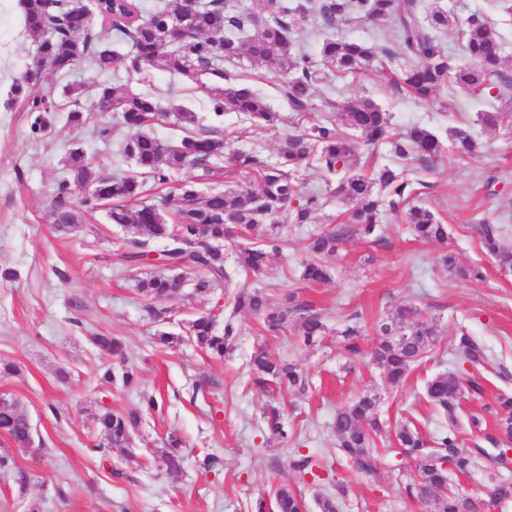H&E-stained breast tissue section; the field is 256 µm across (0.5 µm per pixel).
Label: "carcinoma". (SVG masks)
<instances>
[{
	"mask_svg": "<svg viewBox=\"0 0 512 512\" xmlns=\"http://www.w3.org/2000/svg\"><path fill=\"white\" fill-rule=\"evenodd\" d=\"M25 31L41 43L50 69L42 78L55 83L67 75L74 64L90 61L102 71L120 62L129 73L159 68L185 83L199 84V75L207 72L213 82L202 87L210 97L214 116L232 111L242 115L250 125L275 128L282 122L280 113L272 111L260 94L233 82H224V65L243 57L265 65L286 76L283 91L296 112L310 107L313 88L331 78H356L374 63L401 61L393 82L419 102H428L450 84L482 95L492 90L490 77H500L502 89L512 87V79L502 72L504 57L500 34L495 24L478 14L461 20L442 7L421 14L418 0H317L315 13L324 28L318 56L313 57L295 47L291 31L302 22L309 8L296 0H199L188 24L191 38L168 44L166 40L170 16L181 9V0H165L153 9L148 22L142 21L140 0H103L100 24L110 26L131 44L130 50L117 58L107 47L96 45L91 18L78 9L72 0H20ZM359 18L370 22H386L394 30L395 40L388 44L371 43L340 37L334 30L342 22ZM450 34L460 35L465 42L470 66L455 63L443 47ZM32 84L26 79L12 85L11 94L27 103L37 113L32 129L44 131L50 124L49 114L55 106L43 99L30 97ZM112 102V111L120 114L123 123L137 133L121 143L120 154L134 162V167L117 173L97 170L77 147L69 151L66 176L57 184L55 223L57 230L67 233L76 225V210L90 213L110 203L107 215L111 223L126 233L123 249L116 253L117 264L128 268L145 265L157 253L163 265L181 263L192 275L194 291L236 289L232 312L224 328L214 326L212 315L191 321L186 335L158 332L165 345L194 341L218 357L234 349L237 327L235 315L246 310L262 319L265 331L283 335L297 323V335L303 344L314 345L326 334L322 314L313 304L287 298L279 308L260 288H247L237 283L238 273L224 266V253L218 244L230 236V225H236L241 239L239 266L255 280L265 275L268 256L282 250L274 231L260 232V225L282 213L295 224H308L312 213L323 209L326 200L336 197L351 206L349 225L313 238L310 258L303 263L301 277L315 285L330 279L322 257L333 254L341 240L352 234L370 238L376 234L385 212L403 213L405 223L414 235L424 241L443 242L448 227L434 212L422 205H409L413 197L412 180L405 171L382 165L367 171L355 158L352 138L360 134L368 145L387 142L391 153L400 159L428 161L444 150V142L431 129L416 124L407 131L390 133L389 113L367 96H357L340 105L328 102V116L298 134L290 133L284 140L276 164L268 165L258 149L226 151L227 143L214 127L202 126L190 131L174 143L160 140L148 132L162 114L151 95L132 94L125 87L103 84L98 103ZM486 129L512 126V103L485 111L479 117ZM451 149L460 156H472L480 149V141L470 131L455 128L448 137ZM226 160L235 173L246 174L240 185L201 190L197 181L211 176L213 161ZM315 166L325 176V192L298 190L301 173ZM185 167L201 170L195 181H184L176 188L178 209L169 220L159 205L143 201L149 190L167 189L171 175ZM90 184L96 192L75 196V189ZM483 245L502 268L512 269V251L501 248L499 227L485 224ZM163 243L154 251L152 244ZM443 264L458 279L470 281L480 277L476 267L463 265L450 251ZM183 277L155 275L138 282V290L152 300H166L176 295ZM381 340L372 352V360L394 386L403 383L412 365L435 347L437 329L412 320L407 308L383 319L378 324ZM341 346L349 354L358 353L359 328L348 325L340 331ZM91 343L101 352L118 356L121 344L112 336L94 333ZM455 350L472 368H486L492 360L485 346L463 330L454 333ZM253 382L266 390L289 387L303 390L306 380L292 363L258 351L252 358ZM486 377L478 372L461 377L453 372L435 375L426 384L428 401L448 418V431L433 438L425 436L414 422L400 425L396 432L398 447L393 455L405 454L413 472L405 484L408 496L421 504L424 512H477L474 499L461 495L448 483V471L437 465L430 454L432 448L448 451L457 469L468 472L485 458L497 468H506L509 460L500 454L490 455L485 449L474 451L461 447L456 430L460 414L459 400L464 394L482 396ZM377 396L366 392L336 413L332 431L336 451L359 474L372 476L380 464L375 438L382 430L377 412ZM158 402L150 397L144 412H117L105 409L96 422L102 442L94 445L107 458L112 448H128L142 420V414L158 411ZM495 430L499 440H512V395L500 393L495 398ZM269 434L288 440L279 408L265 412ZM0 434L20 446L27 444L32 428L27 415L17 403L0 398ZM181 441L173 437L162 457L171 473L181 469ZM289 466L305 476L313 473L312 457L295 452ZM255 512H306V504L290 487L276 489L274 502L259 498Z\"/></svg>",
	"mask_w": 512,
	"mask_h": 512,
	"instance_id": "carcinoma-1",
	"label": "carcinoma"
}]
</instances>
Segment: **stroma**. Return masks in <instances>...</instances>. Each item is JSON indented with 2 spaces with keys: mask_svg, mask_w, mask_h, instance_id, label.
<instances>
[{
  "mask_svg": "<svg viewBox=\"0 0 512 512\" xmlns=\"http://www.w3.org/2000/svg\"><path fill=\"white\" fill-rule=\"evenodd\" d=\"M437 4L463 18L478 13L494 22L503 38L505 71L512 73V13L503 12L501 0H424L423 6ZM34 48L19 0H0V363L18 367L16 374L0 376V397L17 402L36 429L34 444L27 448L0 435V456L31 475L22 490L12 469H0V512H248L253 500L273 495L284 483L301 492L308 512H319L318 496L340 484L347 493L338 512H421L390 465L375 477L355 473L337 454L331 426L338 410L369 390L379 397L385 426L379 447L394 445L393 429L405 421H416L430 435L447 431L448 421L427 402L425 387L438 373L462 372L452 336L461 326L493 359L484 372L487 394L463 397V413L487 414L497 391L512 392V274L503 273L482 245L483 225L496 224L502 229V245L512 248V135L480 125L477 116L486 99L451 86L419 102L393 83L390 70L375 65L356 81L318 85L310 110L297 112L283 93L282 75L248 59L225 66L230 81L264 95L283 117L279 128L261 130L234 112L212 119L205 94L163 70L129 73L119 66L102 73L82 62L63 82L33 86V95L58 105L50 132L38 135L31 130L33 116L24 102L10 94ZM112 81L155 97L164 113L150 128L157 138L174 142L183 136L170 112L182 105L198 112L203 124H216L230 149L260 146L269 164L276 161L288 133L324 118L326 100L342 102L357 94L390 112L395 131L418 123L445 138L459 127L478 137L481 149L472 158L446 151L430 162L402 163L415 181L416 204L447 224L446 243L417 241L400 215L386 213L377 241L350 236L327 257L331 279L323 285L304 283L301 264L313 235L345 223L347 205L329 199L308 224L278 216L282 251L271 258L260 285L276 303L290 291L313 302L323 315L326 336L308 347L292 332L268 334L257 316L243 312L236 317L233 353L219 358L188 341L164 346L158 330L181 335L199 315L225 319V311L216 307L223 289L200 296L185 287L172 302L168 323L159 325L148 315L149 303L137 292L136 282L163 268H120L114 252L124 234L109 224L105 212L86 217L71 233L55 229L56 186L70 148H82L109 169L129 166L118 146L130 136V128L115 114L94 109L100 86ZM67 83L80 87L78 99L64 95ZM76 104L91 113L81 127L68 120ZM101 127L110 128V136L98 135ZM451 250L461 262L480 266L483 280L463 281L450 274L442 257ZM407 305L416 320L437 326L440 336L436 348L394 387L373 366L371 353L379 341V321ZM353 316L361 326L360 353L349 358L337 332ZM97 331L122 342L124 359L101 354L91 345L89 336ZM259 350L295 364L310 381L308 391L273 395L254 385L249 362ZM125 365L137 375L133 388L118 380L102 381L106 369L118 371ZM151 394L159 410L144 417L132 447L111 449L108 460H101L92 450L99 440L96 415L106 408H138ZM271 403L285 410L287 442L270 440L264 428L262 412ZM173 435L181 438L184 455L178 474L168 473L161 459ZM295 447L312 457L315 476L289 469ZM205 452L219 457L218 471L199 467ZM116 468L128 472V479L114 477ZM501 477L512 479V467L482 465L452 476L451 483L484 500L483 512H512V500L490 498Z\"/></svg>",
  "mask_w": 512,
  "mask_h": 512,
  "instance_id": "35a3bbf8",
  "label": "stroma"
}]
</instances>
